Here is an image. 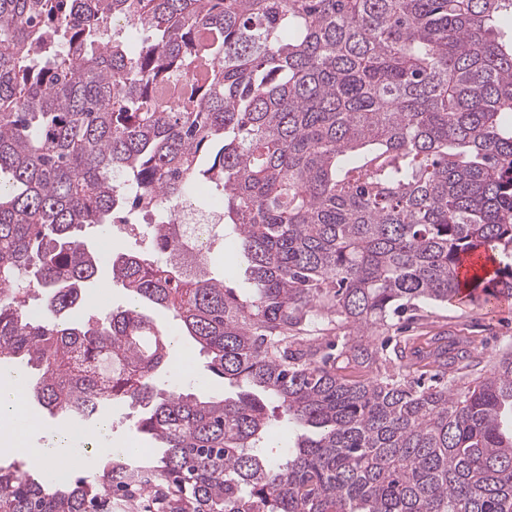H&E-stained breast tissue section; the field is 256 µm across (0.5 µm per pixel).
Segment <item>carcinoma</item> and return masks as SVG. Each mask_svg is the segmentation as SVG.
<instances>
[{
    "mask_svg": "<svg viewBox=\"0 0 512 512\" xmlns=\"http://www.w3.org/2000/svg\"><path fill=\"white\" fill-rule=\"evenodd\" d=\"M86 225L128 292L87 320ZM227 231L247 288L209 268ZM463 299L512 300V0H0V365L88 432L141 407L155 448L0 462V512H512V342L486 368L467 336L368 340ZM146 303L245 390L157 391ZM209 200H203L200 198L194 203L197 210L207 211L209 210ZM194 206L192 201H187L182 207L178 222L180 224H202L199 228H207L206 225L220 224L223 217V204L219 201H215L209 210V217L206 219L196 218ZM205 225V226H203Z\"/></svg>",
    "mask_w": 512,
    "mask_h": 512,
    "instance_id": "cac0c4a2",
    "label": "carcinoma"
}]
</instances>
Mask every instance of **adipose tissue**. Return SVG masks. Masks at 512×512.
I'll return each mask as SVG.
<instances>
[{"instance_id": "1", "label": "adipose tissue", "mask_w": 512, "mask_h": 512, "mask_svg": "<svg viewBox=\"0 0 512 512\" xmlns=\"http://www.w3.org/2000/svg\"><path fill=\"white\" fill-rule=\"evenodd\" d=\"M26 391L23 377L0 378V449L23 453L33 466L41 469L62 468L71 455L69 430L65 427L56 430L53 447H36L31 436L40 424L28 411Z\"/></svg>"}]
</instances>
